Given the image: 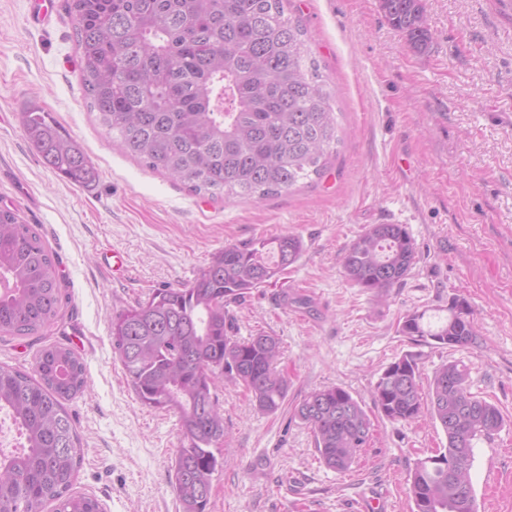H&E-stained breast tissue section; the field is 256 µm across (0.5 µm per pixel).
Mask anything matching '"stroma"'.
Returning a JSON list of instances; mask_svg holds the SVG:
<instances>
[{
  "instance_id": "1",
  "label": "stroma",
  "mask_w": 512,
  "mask_h": 512,
  "mask_svg": "<svg viewBox=\"0 0 512 512\" xmlns=\"http://www.w3.org/2000/svg\"><path fill=\"white\" fill-rule=\"evenodd\" d=\"M48 22L31 0H0V207L35 225L53 253L70 302L42 336L0 337V364L32 372L58 343L84 361L88 387L68 401L83 448L73 486L103 512H180L169 483L181 446L174 413L143 406L112 352L113 314L154 290L189 284L224 245L291 232L305 251L240 305L237 334L278 336L288 396L259 413L241 386H218L227 437L209 512H410L407 478L446 437L429 417L397 423L377 411L383 369L417 356L420 385L440 365H467L473 393L504 422L474 448L478 512H512V0H425L432 41L413 50L379 0H288L334 96L341 142L314 183L259 202L196 195L112 143L88 112L73 25L64 0ZM50 112L99 171L79 187L28 146L22 112ZM406 225L416 262L385 302L351 286L340 260L371 224ZM124 254L113 272L104 258ZM474 311L477 339L432 348L398 321L446 307ZM348 389L373 422L374 440L345 473L328 468L294 415L308 393Z\"/></svg>"
}]
</instances>
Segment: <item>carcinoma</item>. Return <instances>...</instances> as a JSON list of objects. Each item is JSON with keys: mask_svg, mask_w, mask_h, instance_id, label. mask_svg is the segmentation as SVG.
Masks as SVG:
<instances>
[{"mask_svg": "<svg viewBox=\"0 0 512 512\" xmlns=\"http://www.w3.org/2000/svg\"><path fill=\"white\" fill-rule=\"evenodd\" d=\"M388 24L416 49L431 42L423 0H380ZM87 109L127 154L187 185L196 195L258 201L324 174L341 142L332 94L310 56L306 31L284 0H66ZM25 139L42 163L88 187L98 170L82 145L38 108L22 113ZM302 238L282 233L228 244L189 285L162 288L112 316V351L142 405L178 416L181 447L170 483L182 512H207L221 466L212 447L226 438L216 384L242 385L261 414L288 393L279 338L235 336L229 306L296 264ZM416 262L403 224H370L345 250V279L377 302ZM68 302L57 262L33 225L0 208V335L35 336ZM400 332L435 348L476 339L471 305L455 295L448 315L403 317ZM416 357L382 371L373 391L381 414L412 423L423 414L446 446L415 462L411 512H476L470 481L474 442L503 425L500 410L470 390L465 365L450 362L422 396ZM86 366L71 348L44 347L33 373L0 365V411L25 445L0 457V512H101L71 492L81 462L65 402L86 387ZM294 415L311 430L324 464L348 471L368 446L373 423L341 386L306 395Z\"/></svg>", "mask_w": 512, "mask_h": 512, "instance_id": "obj_1", "label": "carcinoma"}]
</instances>
